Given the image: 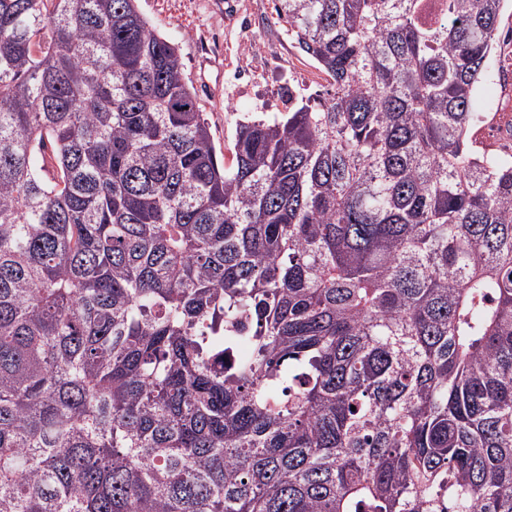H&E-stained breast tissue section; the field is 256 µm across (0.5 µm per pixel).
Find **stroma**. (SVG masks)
I'll list each match as a JSON object with an SVG mask.
<instances>
[{
    "mask_svg": "<svg viewBox=\"0 0 512 512\" xmlns=\"http://www.w3.org/2000/svg\"><path fill=\"white\" fill-rule=\"evenodd\" d=\"M141 14L178 49L184 77L225 149L241 112H284L289 97L325 95L329 77L275 21L274 0H138ZM477 100V145L512 152V66L489 58Z\"/></svg>",
    "mask_w": 512,
    "mask_h": 512,
    "instance_id": "obj_1",
    "label": "stroma"
}]
</instances>
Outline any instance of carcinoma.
Wrapping results in <instances>:
<instances>
[{"instance_id":"carcinoma-1","label":"carcinoma","mask_w":512,"mask_h":512,"mask_svg":"<svg viewBox=\"0 0 512 512\" xmlns=\"http://www.w3.org/2000/svg\"><path fill=\"white\" fill-rule=\"evenodd\" d=\"M505 2L275 0L228 165L137 0H0V512H512ZM500 48L490 57L483 81L478 87L477 112H485V121L473 128L476 145L489 151L512 152V64L498 68V59L507 53L512 56V9L505 5L500 26Z\"/></svg>"}]
</instances>
